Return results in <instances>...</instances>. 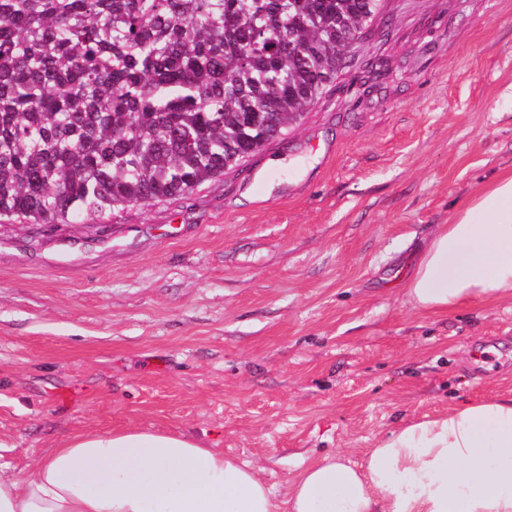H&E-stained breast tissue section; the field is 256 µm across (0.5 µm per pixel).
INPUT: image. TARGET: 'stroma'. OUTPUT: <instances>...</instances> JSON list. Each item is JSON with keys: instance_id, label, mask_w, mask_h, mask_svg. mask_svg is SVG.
I'll use <instances>...</instances> for the list:
<instances>
[{"instance_id": "stroma-1", "label": "stroma", "mask_w": 512, "mask_h": 512, "mask_svg": "<svg viewBox=\"0 0 512 512\" xmlns=\"http://www.w3.org/2000/svg\"><path fill=\"white\" fill-rule=\"evenodd\" d=\"M512 172V0H386L290 134L194 193L0 228V463L174 431L262 468L362 462L400 425L512 395V300L415 309L396 277Z\"/></svg>"}]
</instances>
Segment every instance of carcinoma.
<instances>
[{"label": "carcinoma", "mask_w": 512, "mask_h": 512, "mask_svg": "<svg viewBox=\"0 0 512 512\" xmlns=\"http://www.w3.org/2000/svg\"><path fill=\"white\" fill-rule=\"evenodd\" d=\"M383 0H0V224L192 194L288 135Z\"/></svg>", "instance_id": "cac0c4a2"}]
</instances>
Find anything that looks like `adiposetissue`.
<instances>
[{"label": "adipose tissue", "mask_w": 512, "mask_h": 512, "mask_svg": "<svg viewBox=\"0 0 512 512\" xmlns=\"http://www.w3.org/2000/svg\"><path fill=\"white\" fill-rule=\"evenodd\" d=\"M403 291L446 313L512 296V173L440 225ZM0 512H512V397L399 427L363 462L326 456L276 502L258 469L186 434H77L26 478L0 464Z\"/></svg>", "instance_id": "adipose-tissue-1"}]
</instances>
